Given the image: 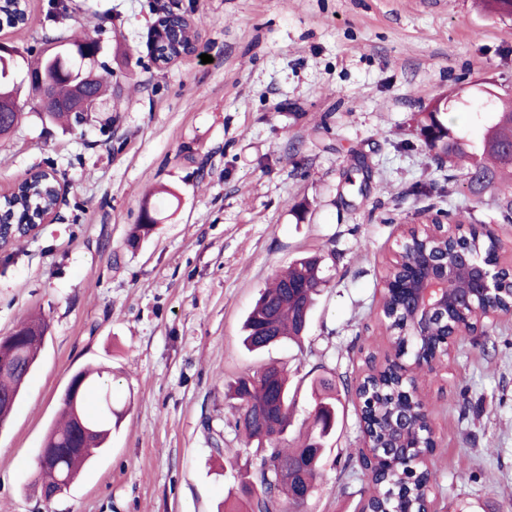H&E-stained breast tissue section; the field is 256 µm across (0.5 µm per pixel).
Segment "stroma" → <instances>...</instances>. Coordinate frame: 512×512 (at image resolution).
I'll return each instance as SVG.
<instances>
[{"label":"stroma","mask_w":512,"mask_h":512,"mask_svg":"<svg viewBox=\"0 0 512 512\" xmlns=\"http://www.w3.org/2000/svg\"><path fill=\"white\" fill-rule=\"evenodd\" d=\"M69 2L65 25L48 20L53 0H27V24L0 29V43L27 57L110 16L102 40L119 96L101 102L114 118L104 132L51 123L21 97L18 126L0 139L1 195L50 165L62 190L51 223L0 248V336L29 314L49 320L0 425V512H217L255 456L234 431L226 386L272 362L297 392L289 439L311 427L312 382L333 380L339 398L301 512H362L360 407L347 386L395 355L379 304L403 235L451 211L512 258V223L493 192L416 191L450 173L417 134L420 107L455 92L451 127L478 140L485 89L512 93V20L480 0ZM164 7L199 19L201 54L160 70L149 38ZM146 211L156 229L129 246ZM315 253L330 281L301 344L248 351L242 325L260 291ZM88 364L105 367L124 416L109 450L47 503L38 456ZM418 387L436 442L429 512H512V318L463 337ZM219 438L241 465L218 460Z\"/></svg>","instance_id":"1"}]
</instances>
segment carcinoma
I'll return each mask as SVG.
<instances>
[{
	"mask_svg": "<svg viewBox=\"0 0 512 512\" xmlns=\"http://www.w3.org/2000/svg\"><path fill=\"white\" fill-rule=\"evenodd\" d=\"M486 10L497 16L512 17V0H483ZM171 42L187 47L194 42L198 22L181 15H169L161 20ZM15 58L0 56V95L17 93ZM26 72L40 74L52 84L58 100L68 101L84 86L100 98L107 91L105 77L113 76L108 62L96 59L84 61L66 51L40 52L26 61ZM452 94L437 97L422 108L417 119L418 132L436 129V141L425 144L433 157L448 168L460 172L467 188L481 194L499 190L497 204L504 217L512 220V191H500L503 177L512 178V96L498 99L501 111L485 122L480 132L479 146L456 135L442 119ZM47 204L46 185H34L25 190L14 205L3 201L5 218L19 224ZM155 219L134 225L128 236L132 246L149 238L155 230ZM469 246L486 255L496 251L499 241L485 233L471 238ZM325 266L317 256L295 259L286 272L277 276L265 289L247 315L243 330L244 345L259 351L281 343H297L306 335L311 312L322 288L326 286ZM389 305L398 308L393 317L386 316L382 326L390 341L400 346L406 338V313L401 298L394 294ZM48 323L42 315H32L19 323L14 334L0 339V424L13 412L22 389L37 365L38 354L45 343ZM99 369H84L74 373L61 397V419L49 431L40 457L53 456L58 464H39L38 480L44 499L50 501L66 491L79 471L92 458L106 450L112 433V391L98 382ZM369 386L363 398L360 422L373 437L381 469L368 479L365 507L372 512H393L406 505L414 510L423 506L430 488V471L420 464L406 461L391 445L400 432L397 415L409 411L398 402V383L417 386L414 373L401 378L383 371L363 379ZM328 386L311 387L315 404L314 429L305 442L288 447V427L291 425V405L294 393L288 384V369L268 364L251 375L238 377L229 385L234 406V429L257 442L260 450L255 466V487L244 486L248 495L245 503L224 505V512H282L285 504L296 508L313 488L320 475L325 440L336 430V397L327 393ZM93 426L96 432L75 437L77 417Z\"/></svg>",
	"mask_w": 512,
	"mask_h": 512,
	"instance_id": "1",
	"label": "carcinoma"
}]
</instances>
